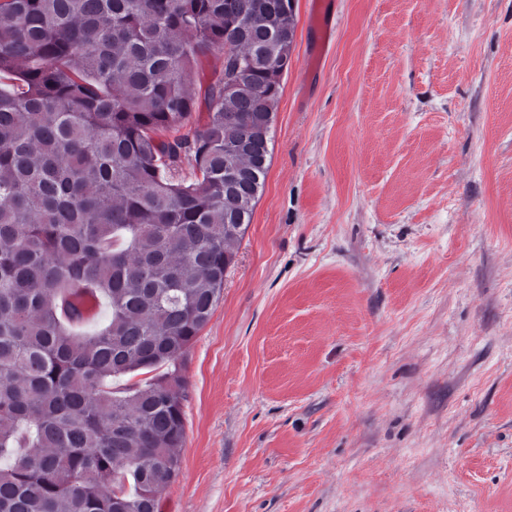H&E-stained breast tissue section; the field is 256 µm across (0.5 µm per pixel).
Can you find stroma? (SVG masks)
<instances>
[{"mask_svg": "<svg viewBox=\"0 0 512 512\" xmlns=\"http://www.w3.org/2000/svg\"><path fill=\"white\" fill-rule=\"evenodd\" d=\"M296 0L161 512H512V0Z\"/></svg>", "mask_w": 512, "mask_h": 512, "instance_id": "stroma-1", "label": "stroma"}]
</instances>
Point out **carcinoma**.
I'll use <instances>...</instances> for the list:
<instances>
[{"label":"carcinoma","mask_w":512,"mask_h":512,"mask_svg":"<svg viewBox=\"0 0 512 512\" xmlns=\"http://www.w3.org/2000/svg\"><path fill=\"white\" fill-rule=\"evenodd\" d=\"M291 0H0V512H160L177 361L209 321L269 168ZM230 41L248 88L188 86ZM105 299L92 335L82 297ZM166 367L161 374L160 367ZM140 377L119 391L110 379Z\"/></svg>","instance_id":"obj_1"}]
</instances>
